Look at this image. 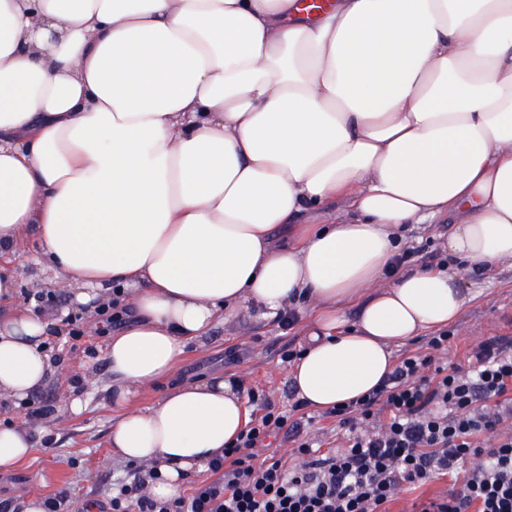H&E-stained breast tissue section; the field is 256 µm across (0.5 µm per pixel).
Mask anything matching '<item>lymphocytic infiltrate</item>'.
I'll return each instance as SVG.
<instances>
[{"label": "lymphocytic infiltrate", "mask_w": 512, "mask_h": 512, "mask_svg": "<svg viewBox=\"0 0 512 512\" xmlns=\"http://www.w3.org/2000/svg\"><path fill=\"white\" fill-rule=\"evenodd\" d=\"M447 332L403 353L379 389L325 411L344 445L315 448L301 419L248 389L262 414L251 419L211 481L159 502L144 480L122 485L112 512H390L401 490L448 475L459 487L413 502L411 512H512V336H491L469 354V368L439 363ZM290 442L267 452L269 437Z\"/></svg>", "instance_id": "1"}]
</instances>
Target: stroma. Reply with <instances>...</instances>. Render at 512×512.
<instances>
[{
    "label": "stroma",
    "instance_id": "1",
    "mask_svg": "<svg viewBox=\"0 0 512 512\" xmlns=\"http://www.w3.org/2000/svg\"><path fill=\"white\" fill-rule=\"evenodd\" d=\"M451 230V224L441 219L408 231V265L457 268V260L443 247ZM35 238V228H28L23 250L16 258L0 261V279L13 281L10 295L0 299V313L35 306L52 321L69 306L70 296L67 289L53 284L51 272L32 264ZM462 284L470 300L451 326L455 339L448 357L456 362L465 361L472 345L485 337L512 336V262L468 268ZM118 328L116 314L105 306L80 312L73 327L47 341L54 359L67 372L39 392L45 413L0 411L1 422L25 421L41 431L37 451L12 472L0 474V512L11 507L16 510L29 497L45 500L59 496L66 500V512H112L110 502L118 485L137 474V465L113 458L108 446L112 414L104 392V346L107 332ZM212 336L210 346L189 351L180 365L181 377L234 372L246 387L264 389L281 410L291 408L296 397L287 381L289 363L283 353L302 346L303 339L295 330L284 327L280 319L264 318L244 307L216 324ZM83 392L91 395L88 409L82 415H72L65 398Z\"/></svg>",
    "mask_w": 512,
    "mask_h": 512
}]
</instances>
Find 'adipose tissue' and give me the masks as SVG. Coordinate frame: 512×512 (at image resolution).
<instances>
[{"mask_svg": "<svg viewBox=\"0 0 512 512\" xmlns=\"http://www.w3.org/2000/svg\"><path fill=\"white\" fill-rule=\"evenodd\" d=\"M441 216L450 255L512 259V0H0V258L36 225L76 303L131 311L108 442L157 467L156 500L250 420L237 375L178 378L190 346L246 303L305 304L296 396L368 394L468 301L459 274L396 265ZM47 336L0 318V404L59 371ZM35 448L0 425V473Z\"/></svg>", "mask_w": 512, "mask_h": 512, "instance_id": "ef3b65f1", "label": "adipose tissue"}]
</instances>
